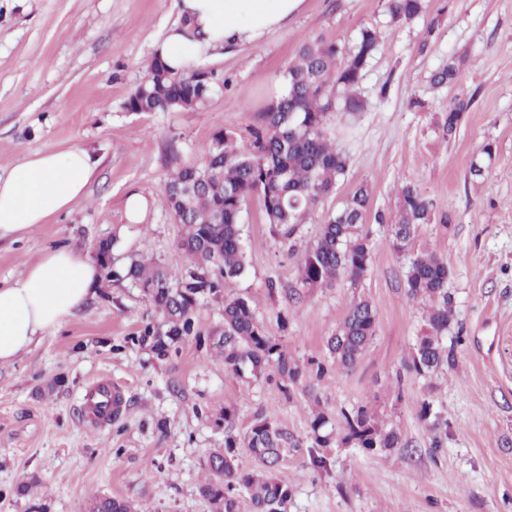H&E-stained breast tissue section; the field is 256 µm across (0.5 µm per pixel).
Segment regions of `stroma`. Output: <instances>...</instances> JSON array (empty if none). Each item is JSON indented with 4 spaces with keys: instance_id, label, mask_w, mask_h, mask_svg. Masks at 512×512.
Returning <instances> with one entry per match:
<instances>
[{
    "instance_id": "obj_1",
    "label": "stroma",
    "mask_w": 512,
    "mask_h": 512,
    "mask_svg": "<svg viewBox=\"0 0 512 512\" xmlns=\"http://www.w3.org/2000/svg\"><path fill=\"white\" fill-rule=\"evenodd\" d=\"M179 20L178 0H0V165L72 146L101 160L86 197L68 212L20 241H0V281L52 248L95 255L108 237L116 270L141 255L176 270L182 227L159 202L166 177L199 159L219 130L247 138L303 44L348 47L364 28L375 29L379 43L359 84L364 109L328 121L348 173L320 212L368 185L370 268L358 288L341 278L292 295L319 223L281 241L259 197L244 206L248 273L235 293L289 357L327 366L291 397L277 375L225 368L222 297L201 300L195 335L161 356L139 336L146 323L162 321L152 299L127 279L102 276L83 310L0 365V512H88L101 497L136 512H213L200 492L202 464L225 435L243 434L261 413L308 445L317 406L327 419V464L315 466L305 451L282 463L278 476L293 490L288 512H512V0H423L410 20L394 19L388 0H305L288 27L204 60L231 79L205 107L124 112L155 42ZM450 64L451 84L433 88L432 74ZM458 103L461 121L444 135L445 115ZM488 143V178L472 179L470 165ZM405 184L438 213L414 249L448 263L456 367L445 376L411 365L423 306L405 293L408 257L373 219L394 217ZM132 189L155 201L140 224L126 219ZM357 295L373 305L376 331L358 363L340 373L326 340ZM98 376L124 394L121 416L103 427L88 419L82 397ZM426 402L448 425L443 447L433 446L420 417ZM361 406L400 433L397 448L339 442L345 413Z\"/></svg>"
}]
</instances>
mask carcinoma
I'll return each mask as SVG.
<instances>
[{
  "mask_svg": "<svg viewBox=\"0 0 512 512\" xmlns=\"http://www.w3.org/2000/svg\"><path fill=\"white\" fill-rule=\"evenodd\" d=\"M422 8L423 0H390L389 4L397 19H411ZM377 46V33L369 28L345 51L336 45L303 46L283 74L284 91L259 113V125L250 132L248 142L241 143L233 133L220 130L199 160L167 177L161 201L170 218H179L186 228L177 245L179 273L172 275L131 257L125 274L163 313V327L148 323L140 330L158 353L166 354L167 340L194 335L199 300L222 292L224 365L235 373L247 370L254 376L273 366L283 392L292 395L304 377V367L265 334L248 301L229 292L247 273L241 212L252 194L260 195L271 234L289 240L344 180L347 158L330 136L327 120L333 112L363 110L358 86ZM222 87L224 76L216 71L201 74L195 66L174 72L155 55L123 109L134 113L196 109ZM482 154L486 161L470 166L475 178L487 175L493 146L484 145ZM369 198L370 190L361 185L323 218L318 239L301 260V287L327 286L340 276L350 286H359L371 264L369 235L364 230ZM434 217L432 200L414 186H404L391 229L392 249L402 255L411 252L419 227ZM448 276V263L437 254L421 252L410 257L406 293L411 299L430 302L427 332L412 357L420 374L438 375L455 367L454 346L448 343L454 324ZM375 328L372 304L364 297L355 299L327 342L336 368L347 370L358 362ZM345 420L346 444L376 452L398 445L399 434L362 407ZM239 447L252 456L253 467L241 465ZM303 447L301 440L260 413L243 436L226 434L224 450L209 454L206 466L214 479L202 487V494L214 512H241L235 493L238 487L249 493L251 512H288L292 489L276 475L277 466ZM90 512H131V506L120 499L100 498L92 502Z\"/></svg>",
  "mask_w": 512,
  "mask_h": 512,
  "instance_id": "carcinoma-1",
  "label": "carcinoma"
}]
</instances>
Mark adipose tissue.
<instances>
[{
	"label": "adipose tissue",
	"instance_id": "1",
	"mask_svg": "<svg viewBox=\"0 0 512 512\" xmlns=\"http://www.w3.org/2000/svg\"><path fill=\"white\" fill-rule=\"evenodd\" d=\"M305 0H180L199 33L170 27L155 53L178 71L216 51L255 43L285 28ZM99 161L81 147L29 152L0 175V240H17L67 211L85 194ZM100 284L98 263L69 246L48 250L20 275L0 282V364L14 362L37 337L84 307Z\"/></svg>",
	"mask_w": 512,
	"mask_h": 512
}]
</instances>
